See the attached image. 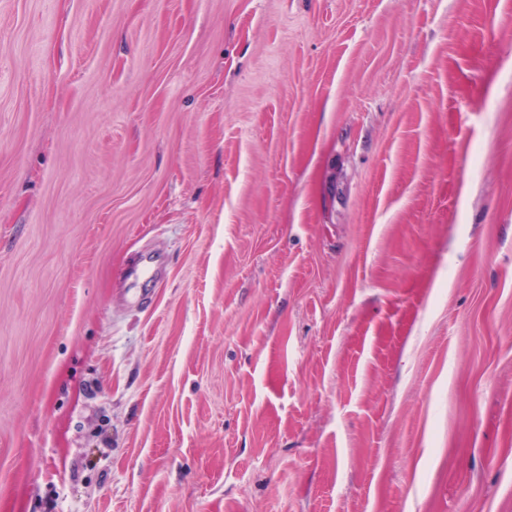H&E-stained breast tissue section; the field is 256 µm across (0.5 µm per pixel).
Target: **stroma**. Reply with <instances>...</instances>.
<instances>
[{"instance_id": "35a3bbf8", "label": "stroma", "mask_w": 512, "mask_h": 512, "mask_svg": "<svg viewBox=\"0 0 512 512\" xmlns=\"http://www.w3.org/2000/svg\"><path fill=\"white\" fill-rule=\"evenodd\" d=\"M0 512H512V0H0Z\"/></svg>"}]
</instances>
